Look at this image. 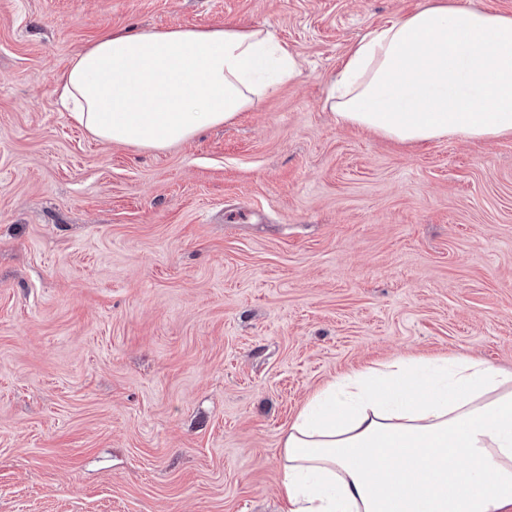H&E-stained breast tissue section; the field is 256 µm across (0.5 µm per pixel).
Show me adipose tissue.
<instances>
[{
	"instance_id": "adipose-tissue-1",
	"label": "adipose tissue",
	"mask_w": 512,
	"mask_h": 512,
	"mask_svg": "<svg viewBox=\"0 0 512 512\" xmlns=\"http://www.w3.org/2000/svg\"><path fill=\"white\" fill-rule=\"evenodd\" d=\"M266 28L115 31L72 59L60 104L95 138L164 150L293 80ZM338 123L400 144L512 138V14L429 0L345 55ZM286 512H512V373L398 356L306 401L283 441Z\"/></svg>"
}]
</instances>
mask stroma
I'll return each mask as SVG.
<instances>
[{
    "label": "stroma",
    "instance_id": "1",
    "mask_svg": "<svg viewBox=\"0 0 512 512\" xmlns=\"http://www.w3.org/2000/svg\"><path fill=\"white\" fill-rule=\"evenodd\" d=\"M424 2L0 0V512H282V438L335 378L512 372V139L403 146L326 103ZM257 25L297 77L188 142L58 103L105 33Z\"/></svg>",
    "mask_w": 512,
    "mask_h": 512
}]
</instances>
